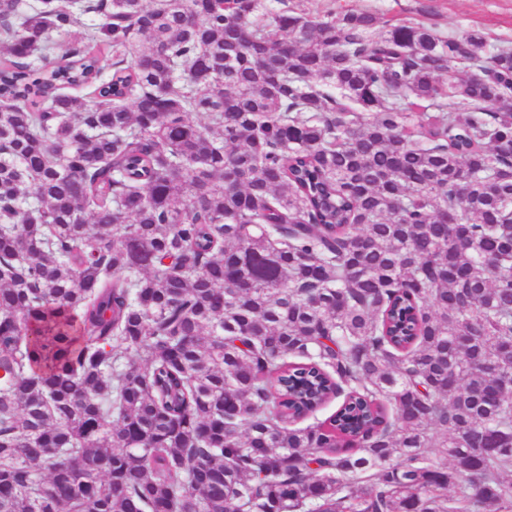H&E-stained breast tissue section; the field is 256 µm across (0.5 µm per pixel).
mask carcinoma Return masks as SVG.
I'll return each instance as SVG.
<instances>
[{
  "label": "carcinoma",
  "instance_id": "obj_1",
  "mask_svg": "<svg viewBox=\"0 0 512 512\" xmlns=\"http://www.w3.org/2000/svg\"><path fill=\"white\" fill-rule=\"evenodd\" d=\"M378 25L0 0V512H512V48Z\"/></svg>",
  "mask_w": 512,
  "mask_h": 512
}]
</instances>
